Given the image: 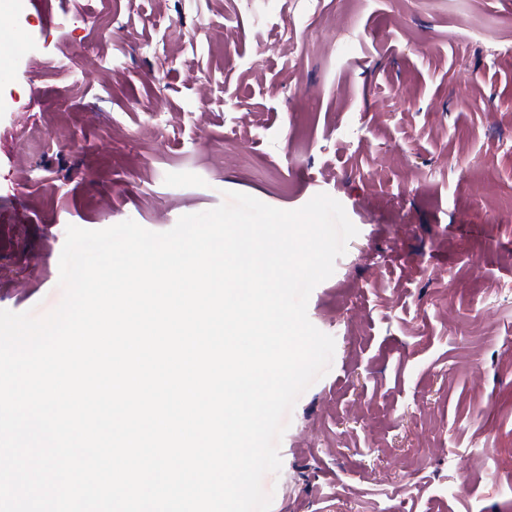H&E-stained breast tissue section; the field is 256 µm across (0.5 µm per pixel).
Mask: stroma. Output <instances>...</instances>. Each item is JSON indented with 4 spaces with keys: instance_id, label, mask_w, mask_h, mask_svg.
<instances>
[{
    "instance_id": "35a3bbf8",
    "label": "stroma",
    "mask_w": 512,
    "mask_h": 512,
    "mask_svg": "<svg viewBox=\"0 0 512 512\" xmlns=\"http://www.w3.org/2000/svg\"><path fill=\"white\" fill-rule=\"evenodd\" d=\"M0 7L40 47L0 78V309L61 302L68 225L328 194L359 233L308 301L335 351L271 512L512 500V0Z\"/></svg>"
}]
</instances>
